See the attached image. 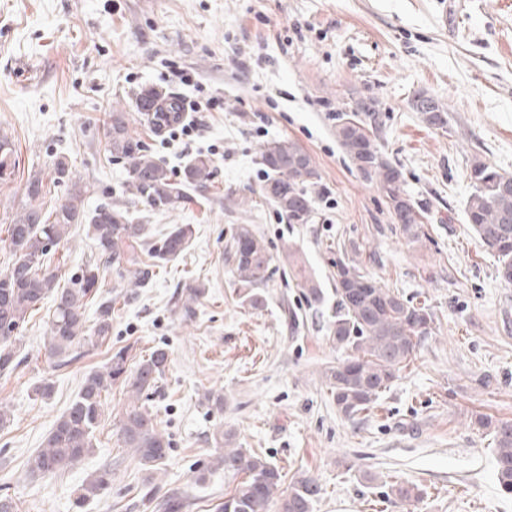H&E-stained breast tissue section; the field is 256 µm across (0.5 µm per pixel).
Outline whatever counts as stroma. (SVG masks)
<instances>
[{"instance_id": "35a3bbf8", "label": "stroma", "mask_w": 512, "mask_h": 512, "mask_svg": "<svg viewBox=\"0 0 512 512\" xmlns=\"http://www.w3.org/2000/svg\"><path fill=\"white\" fill-rule=\"evenodd\" d=\"M0 0V135L19 164L0 178V271L9 258L7 229L40 175L44 210L70 198L127 207L152 233L195 228L187 252L156 269L148 286L130 287L128 267L108 266L112 340L65 368L44 347V311L21 332L22 362L0 375V402L12 413L0 428V497L19 512H156L177 491L187 512H214L236 484L214 470L217 429L275 464L283 484L307 472L322 491L315 512H512V494L496 480L490 436L472 415L512 421V285L464 213L471 167L483 161L512 175V0ZM156 85L194 103L193 129L155 143L173 171L197 152L216 165L211 185L188 207L160 214L127 192L122 162L108 146L111 113L131 133L145 129L133 107ZM420 92L447 110L449 126L426 125L411 106ZM378 103L375 135L426 217V235L409 240L376 183L336 139L334 116L359 98ZM287 138L310 154L326 188L310 223L290 224L259 195L256 156ZM66 156L71 177L53 163ZM252 225L270 247L273 277L263 305L241 303L228 247L237 225ZM295 244L324 292L308 305L282 257ZM360 262L387 288L435 315L416 356L376 408L348 420L336 410L323 372L340 358L327 321L336 303L330 263L337 251ZM82 229L53 249L62 277L95 263ZM205 282L193 316L173 310L176 288ZM300 316L288 322L289 310ZM141 357L165 348L168 363L149 403L169 435L167 461L150 469L116 430L129 402L113 386L94 450L74 468L31 476L28 457L69 407L83 377L109 348ZM49 381L47 399L35 384ZM224 396L223 409L201 398ZM112 480L77 504L76 489L102 470ZM422 495L389 502L392 485Z\"/></svg>"}]
</instances>
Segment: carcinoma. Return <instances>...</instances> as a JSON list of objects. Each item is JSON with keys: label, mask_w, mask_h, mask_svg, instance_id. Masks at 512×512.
Listing matches in <instances>:
<instances>
[{"label": "carcinoma", "mask_w": 512, "mask_h": 512, "mask_svg": "<svg viewBox=\"0 0 512 512\" xmlns=\"http://www.w3.org/2000/svg\"><path fill=\"white\" fill-rule=\"evenodd\" d=\"M182 100L156 86L142 88L134 106L141 120L156 138H163L186 120ZM366 99L356 100L350 110L336 113V137L352 164L372 178L382 175L378 191L389 206L404 234L418 241L423 236L422 211L404 188L399 169L384 158L374 132L375 113L365 111ZM424 122L448 131V113L442 105L427 112L417 104ZM112 158L126 165L127 191L151 210L165 212L190 203L189 191H203L214 176V162L198 154L183 166L180 176L157 157L141 138L130 133L125 115L112 113L109 128ZM15 151L0 137V176L16 166ZM257 163L265 172L260 196L290 224H308L315 213L316 198L322 194L319 172L307 152L291 139L268 142L259 152ZM470 178L473 191L465 211L469 224L495 260L499 278L512 284V176L481 162H474ZM23 212L8 227L11 258L0 272V373L14 370L19 333L31 314L51 301L49 335L45 349L68 366L84 356L83 348L109 344L112 336V298L99 291V270L89 265L60 283L58 268L52 266L50 250L69 240L73 229L83 226L107 263L133 267L130 284L140 288L150 279L152 269L164 267L181 257L191 245L193 225L173 224L156 240L144 224H135L129 211L116 205L86 210L78 206L81 188L74 187L71 200L50 213L43 212V180L29 178L24 192ZM230 253L233 256V285L241 302L257 307L263 304L261 290L268 287L273 270L266 240L249 224L238 226ZM292 265L295 287L311 305H320L325 294L299 262L293 245L285 247ZM336 307L327 331L329 340L345 358L325 370V383L337 410L347 419L374 409L384 393L412 361L419 340L434 323L430 309L415 306L398 293L381 285L359 262L345 254L331 261ZM206 295V284L197 282L174 296V306L185 316L194 314L193 304ZM97 301L98 315L87 323L85 308ZM131 347L111 352L106 363L87 373L79 391L53 424L27 461L33 476L51 474L52 463L63 461L73 468L94 448L95 431L104 417V403L112 385L120 383L139 398L158 387L168 354L157 348L148 357L135 359ZM475 424L492 429L495 444L496 476L501 489L512 493V423L493 421L477 415ZM118 436L127 448L138 454L143 465L163 463L171 448L169 437L159 428L155 416L144 404L127 406L119 420ZM226 446L217 465L234 475H242L233 490L217 504V512H314L321 494L316 478L301 473L281 491L282 475L273 463L245 448H232L224 434L215 438ZM104 471L81 486L77 502L84 503L100 494L110 483Z\"/></svg>", "instance_id": "obj_1"}]
</instances>
